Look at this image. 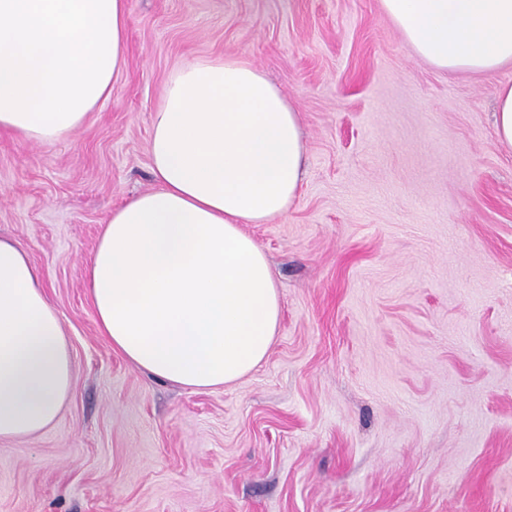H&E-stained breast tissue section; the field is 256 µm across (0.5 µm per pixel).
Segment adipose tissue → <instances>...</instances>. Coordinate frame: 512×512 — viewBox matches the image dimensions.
I'll list each match as a JSON object with an SVG mask.
<instances>
[{"instance_id":"1","label":"adipose tissue","mask_w":512,"mask_h":512,"mask_svg":"<svg viewBox=\"0 0 512 512\" xmlns=\"http://www.w3.org/2000/svg\"><path fill=\"white\" fill-rule=\"evenodd\" d=\"M441 70L512 62V0H381ZM126 0H0V134L51 146L108 100L126 61ZM155 190L112 211L88 266L98 329L129 363L195 389L267 357L280 319L265 252L245 232L301 187L297 112L255 66L199 57L170 75L149 139ZM73 359L41 270L0 237V439L54 425Z\"/></svg>"}]
</instances>
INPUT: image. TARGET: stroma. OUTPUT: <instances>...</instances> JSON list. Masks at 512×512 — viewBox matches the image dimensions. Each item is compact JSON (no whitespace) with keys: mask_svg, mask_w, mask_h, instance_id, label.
Instances as JSON below:
<instances>
[{"mask_svg":"<svg viewBox=\"0 0 512 512\" xmlns=\"http://www.w3.org/2000/svg\"><path fill=\"white\" fill-rule=\"evenodd\" d=\"M111 97L51 147L0 135V236L63 314L71 396L0 440V512H512V63L450 73L381 0H126ZM232 55L296 109L305 174L244 230L281 303L264 362L222 387L151 378L100 336L88 263L155 185L180 64ZM494 124L499 140L512 146V84L498 91L494 106Z\"/></svg>","mask_w":512,"mask_h":512,"instance_id":"obj_1","label":"stroma"}]
</instances>
